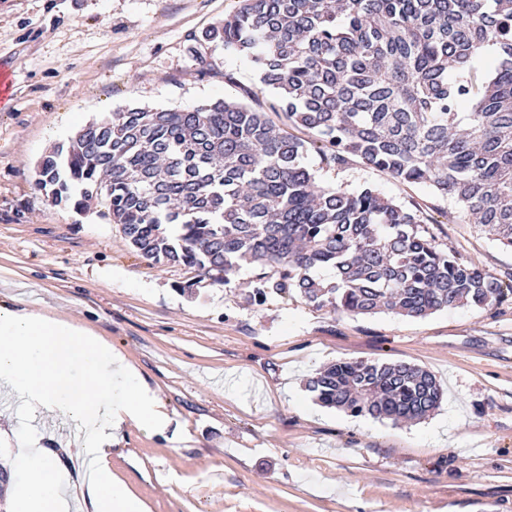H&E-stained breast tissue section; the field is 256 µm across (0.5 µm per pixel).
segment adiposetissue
I'll use <instances>...</instances> for the list:
<instances>
[{
	"instance_id": "1",
	"label": "adipose tissue",
	"mask_w": 512,
	"mask_h": 512,
	"mask_svg": "<svg viewBox=\"0 0 512 512\" xmlns=\"http://www.w3.org/2000/svg\"><path fill=\"white\" fill-rule=\"evenodd\" d=\"M0 390L74 422L71 443L89 456L85 484L89 512H144L142 502L115 476L107 450L127 424L165 432L171 418L137 369L92 331L27 307H0ZM29 450L16 458L34 481L16 495V512H69V494L46 457Z\"/></svg>"
}]
</instances>
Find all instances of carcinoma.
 Returning <instances> with one entry per match:
<instances>
[{
    "mask_svg": "<svg viewBox=\"0 0 512 512\" xmlns=\"http://www.w3.org/2000/svg\"><path fill=\"white\" fill-rule=\"evenodd\" d=\"M204 38L249 56L279 105L114 112L40 162L52 202L103 193L143 257L216 285L242 262L269 267L275 293L318 309L424 318L512 294L440 249L438 220L369 187L322 186L301 164L312 150L429 183L512 249V0H242ZM307 387L395 423L443 397L409 363L338 361Z\"/></svg>",
    "mask_w": 512,
    "mask_h": 512,
    "instance_id": "obj_1",
    "label": "carcinoma"
}]
</instances>
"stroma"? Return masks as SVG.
I'll return each mask as SVG.
<instances>
[{
	"label": "stroma",
	"instance_id": "1",
	"mask_svg": "<svg viewBox=\"0 0 512 512\" xmlns=\"http://www.w3.org/2000/svg\"><path fill=\"white\" fill-rule=\"evenodd\" d=\"M241 0H0V303L95 330L141 372L183 433L177 443L129 427L112 470L147 512H512V299L424 318L347 315L299 295L253 298L257 266L228 285L141 256L105 201L51 203L36 168L87 123L138 106L192 110L262 90L247 55L196 39ZM304 164L323 186L371 187L436 220L441 249L512 280V251L427 184L352 159ZM415 364L446 395L401 423L354 418L308 391L338 361ZM62 442L72 427L0 392V426Z\"/></svg>",
	"mask_w": 512,
	"mask_h": 512
}]
</instances>
